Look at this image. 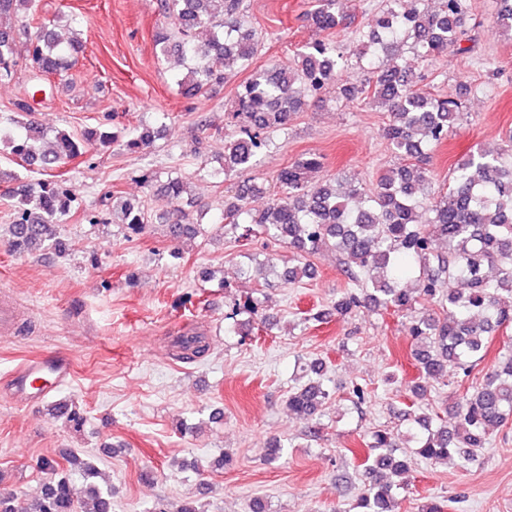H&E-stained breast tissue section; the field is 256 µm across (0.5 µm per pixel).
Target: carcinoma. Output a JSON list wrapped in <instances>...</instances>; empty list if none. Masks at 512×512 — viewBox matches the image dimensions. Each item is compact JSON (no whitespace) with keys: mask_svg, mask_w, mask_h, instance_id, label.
Wrapping results in <instances>:
<instances>
[{"mask_svg":"<svg viewBox=\"0 0 512 512\" xmlns=\"http://www.w3.org/2000/svg\"><path fill=\"white\" fill-rule=\"evenodd\" d=\"M338 0H315L308 16L321 34L303 45L294 64L274 65L254 73L237 96L235 128L224 131V161L208 171L213 179H228L257 165L273 144L274 134L288 130L308 100H321L334 90L344 98L372 94L388 108L391 121L383 130L389 148L402 163L381 174L367 189L356 179L338 189L330 184L311 185L308 173L321 167L319 155L301 158L279 172L275 199L262 211L253 210L248 195L263 191L254 183L239 186L224 196L222 228L239 237L261 236L292 251L294 263L277 267L266 258L254 269H243L245 279L270 285L274 275L285 283L311 279L315 270L308 257L331 250L346 257L351 286L336 295L332 310L346 317L362 309L410 313L408 332L412 355L426 379L448 376V367L468 377L487 352L489 340L512 324V136L507 147L480 146L455 170L454 184L424 201L430 180L433 148L448 138L460 116L462 99L470 92L459 85L454 97L427 92L424 76L404 64H380L379 55L399 56L403 46L424 61H431L460 45L465 34V0H440L434 12H425L419 0L407 8L387 6L366 35L358 53L364 79L348 71L336 44L329 38L348 25L337 8ZM169 26L156 32L160 58L175 57L173 80L187 98L204 96L224 82L230 65L248 67L260 43L245 26L244 0H160ZM36 0H0V76L10 77L18 67L16 34L7 20L32 18ZM81 48L75 29L40 27L26 43L24 68L46 80L64 76L69 58ZM155 141L153 129L140 123L133 128H112L101 123L74 135L55 132L53 139L30 121L12 135H0L8 154L32 169L47 171L73 161L89 148L116 147L135 152ZM174 203L184 202L187 183L181 177L162 185ZM11 246L23 253L62 246L56 221L68 215L73 196L66 182L39 178L11 195ZM427 207L429 218L419 221ZM116 223L132 234L143 233L149 223L139 201L119 200L112 205ZM182 209L167 225L169 237L191 240L200 225L184 224ZM445 313L439 317L436 310ZM260 316L258 303L246 296L233 304L225 318L233 320L229 332L248 336ZM182 360L203 356L207 346L197 338L179 343ZM323 362L306 365L307 383L288 394V411L310 419L320 415L331 393L324 386ZM410 427L405 439L414 454L434 463L469 462L486 446L494 430L512 421V351L500 354L492 371L463 396L455 425L429 414L404 412ZM371 454L364 463L365 489L358 498L360 512H398V495L408 489L404 481L408 461L395 454V434L377 430L370 436ZM39 468L51 475L29 512H110L112 494L92 484L89 497L75 500L69 474L45 457Z\"/></svg>","mask_w":512,"mask_h":512,"instance_id":"obj_1","label":"carcinoma"}]
</instances>
